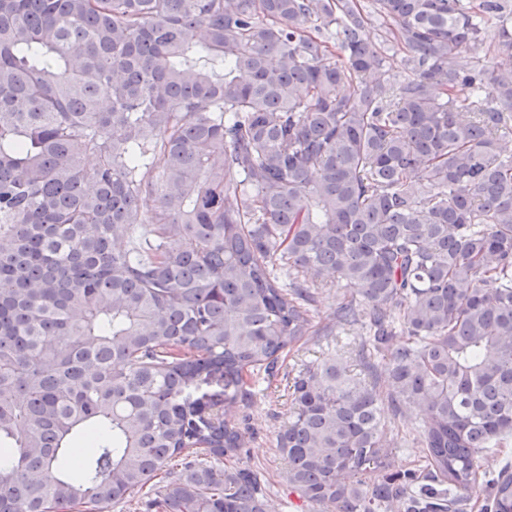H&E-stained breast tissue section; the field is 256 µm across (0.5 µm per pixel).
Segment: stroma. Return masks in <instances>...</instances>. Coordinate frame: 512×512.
Listing matches in <instances>:
<instances>
[{
  "label": "stroma",
  "instance_id": "1",
  "mask_svg": "<svg viewBox=\"0 0 512 512\" xmlns=\"http://www.w3.org/2000/svg\"><path fill=\"white\" fill-rule=\"evenodd\" d=\"M364 334V326L358 324L335 328L329 337L310 339L288 355L283 369L272 382L258 388L255 402L248 411L249 425L256 437L250 442L243 461L263 474L271 512H312L309 504L291 493L286 465L275 447L276 433L288 417L290 385L294 375L306 366L320 363L331 356L347 354ZM381 412L392 429L394 468L400 470L413 466L418 458V450L413 446V430L423 420L420 410L405 407L402 417L397 418L393 416L390 405L385 403L381 406Z\"/></svg>",
  "mask_w": 512,
  "mask_h": 512
}]
</instances>
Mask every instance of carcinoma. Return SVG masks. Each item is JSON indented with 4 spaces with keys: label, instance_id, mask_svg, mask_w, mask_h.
<instances>
[{
    "label": "carcinoma",
    "instance_id": "1",
    "mask_svg": "<svg viewBox=\"0 0 512 512\" xmlns=\"http://www.w3.org/2000/svg\"><path fill=\"white\" fill-rule=\"evenodd\" d=\"M367 2L0 0V512H269L255 386L362 304L294 378L288 487L512 512L478 464L512 437V70L479 66L512 0ZM383 380L426 414L396 472ZM339 298L340 292L337 291L336 286H328L326 288H322L316 294V320L322 325L332 322L336 313V307L339 302Z\"/></svg>",
    "mask_w": 512,
    "mask_h": 512
}]
</instances>
